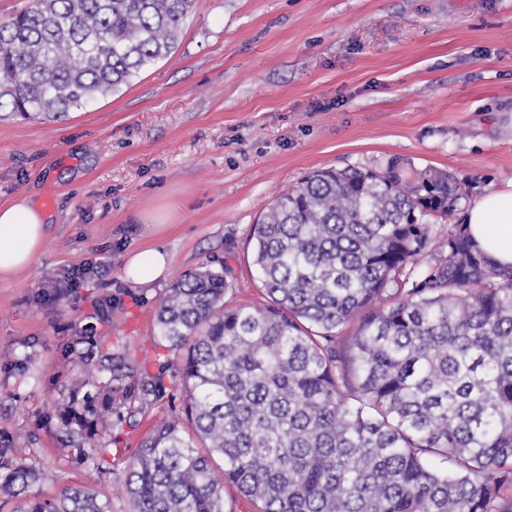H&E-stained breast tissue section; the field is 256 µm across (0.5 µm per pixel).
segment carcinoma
Returning <instances> with one entry per match:
<instances>
[{
    "instance_id": "1",
    "label": "carcinoma",
    "mask_w": 512,
    "mask_h": 512,
    "mask_svg": "<svg viewBox=\"0 0 512 512\" xmlns=\"http://www.w3.org/2000/svg\"><path fill=\"white\" fill-rule=\"evenodd\" d=\"M194 0H28L0 20V112L58 117L116 94L176 48ZM316 170L253 225L267 303L228 308L224 270L185 273L160 302L182 412L158 424L126 478L130 512H512V270L464 224L413 278L426 218L465 197L401 164ZM351 327L348 336L340 330ZM61 422L90 439L76 408ZM11 512H112L92 491Z\"/></svg>"
}]
</instances>
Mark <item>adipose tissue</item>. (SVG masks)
<instances>
[{
    "mask_svg": "<svg viewBox=\"0 0 512 512\" xmlns=\"http://www.w3.org/2000/svg\"><path fill=\"white\" fill-rule=\"evenodd\" d=\"M464 222L479 248L497 266L512 267V182L488 190L466 212ZM49 230L47 214L28 198L0 205V279L9 280L30 269L44 250ZM171 256L162 246L127 252L123 269L138 285L164 278Z\"/></svg>",
    "mask_w": 512,
    "mask_h": 512,
    "instance_id": "1",
    "label": "adipose tissue"
}]
</instances>
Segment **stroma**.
Returning a JSON list of instances; mask_svg holds the SVG:
<instances>
[{
    "mask_svg": "<svg viewBox=\"0 0 512 512\" xmlns=\"http://www.w3.org/2000/svg\"><path fill=\"white\" fill-rule=\"evenodd\" d=\"M395 159L467 184L431 218L436 242L512 181V0H195L129 87L59 119L0 117V204L53 217L35 264L0 280V461L38 472L29 496L83 486L129 512V464L182 409L155 334L171 285L220 265L228 306L264 303L250 237L271 201L312 171ZM156 244L166 278L126 280L124 254ZM107 401L108 429L69 438L60 414ZM107 443L118 455L94 466Z\"/></svg>",
    "mask_w": 512,
    "mask_h": 512,
    "instance_id": "35a3bbf8",
    "label": "stroma"
}]
</instances>
